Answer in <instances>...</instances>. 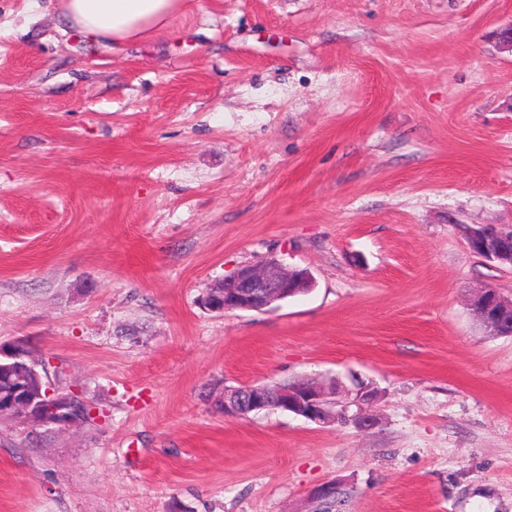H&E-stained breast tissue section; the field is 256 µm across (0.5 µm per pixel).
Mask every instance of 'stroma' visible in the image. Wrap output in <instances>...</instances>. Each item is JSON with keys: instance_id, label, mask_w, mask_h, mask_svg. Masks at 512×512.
<instances>
[{"instance_id": "stroma-1", "label": "stroma", "mask_w": 512, "mask_h": 512, "mask_svg": "<svg viewBox=\"0 0 512 512\" xmlns=\"http://www.w3.org/2000/svg\"><path fill=\"white\" fill-rule=\"evenodd\" d=\"M512 0H187L119 54L0 0V344L57 367L70 426L0 420V512H512ZM306 295L221 314L244 264ZM367 384L368 431L223 388ZM467 247L483 259L502 267L512 268V227L485 225L470 231L466 236ZM307 269L288 268L275 258L238 266L208 289L205 304L213 311H265L274 304L311 290ZM471 307L480 324L492 335L502 336V325L512 322V299L505 298L496 289L483 286L475 293ZM339 495L336 481H327L316 487L308 494V498L309 503L319 507V511L311 512H341L339 508L342 503Z\"/></svg>"}]
</instances>
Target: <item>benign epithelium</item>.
<instances>
[{"mask_svg":"<svg viewBox=\"0 0 512 512\" xmlns=\"http://www.w3.org/2000/svg\"><path fill=\"white\" fill-rule=\"evenodd\" d=\"M467 247L483 259L502 267L512 268V227L485 225L469 232ZM313 278L306 269L288 268L275 258L256 264H244L208 289L205 304L213 311H265L274 304L311 290ZM471 307L480 324L495 336L502 335V325L512 320V299L496 289L483 286L475 293ZM0 375L5 381L0 390V417L26 414L31 421L41 423V380L48 379L44 361L31 358L14 346L0 345ZM334 389L314 383H296L281 387L255 383L244 387H226L221 406L226 417H246L271 409L300 416L319 426L336 422ZM376 395L359 386L348 405L355 407L353 418L361 428L374 426L375 420L367 407ZM54 412L67 425L77 421L71 399H54ZM309 503L319 512H341V499L336 481L331 480L308 494Z\"/></svg>","mask_w":512,"mask_h":512,"instance_id":"benign-epithelium-1","label":"benign epithelium"}]
</instances>
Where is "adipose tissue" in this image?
<instances>
[{"label":"adipose tissue","mask_w":512,"mask_h":512,"mask_svg":"<svg viewBox=\"0 0 512 512\" xmlns=\"http://www.w3.org/2000/svg\"><path fill=\"white\" fill-rule=\"evenodd\" d=\"M184 0H55L59 17L90 43L118 50L169 30Z\"/></svg>","instance_id":"1"}]
</instances>
